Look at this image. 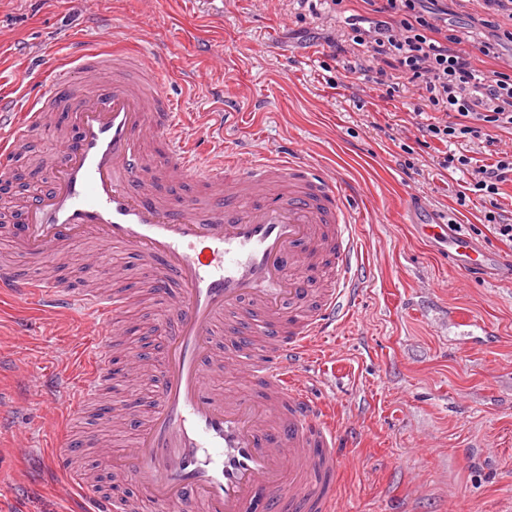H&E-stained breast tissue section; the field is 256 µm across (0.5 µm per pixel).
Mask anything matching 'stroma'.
I'll list each match as a JSON object with an SVG mask.
<instances>
[{"instance_id":"35a3bbf8","label":"stroma","mask_w":512,"mask_h":512,"mask_svg":"<svg viewBox=\"0 0 512 512\" xmlns=\"http://www.w3.org/2000/svg\"><path fill=\"white\" fill-rule=\"evenodd\" d=\"M340 20L288 0H0V98L22 99L48 75L33 62L68 59L78 37L88 51L134 59L167 56L166 90L179 100L180 132L207 145L218 113L235 118L224 148L242 159L288 151L339 177L355 200L362 288L349 317L312 356L315 395L344 430L337 512H512V274L467 276L435 245L416 240L410 214L454 218L462 233L502 259L512 243L483 221V203L459 205L466 174L438 165L439 150L406 128L412 89L386 98L337 85L333 39ZM203 75L199 84L189 74ZM56 133L35 136L16 158L0 209L19 212L49 184L44 159ZM414 148L417 174L401 167ZM106 251L131 296L142 336L157 354L155 328L170 319L144 284L149 272L125 248L88 238L71 258ZM461 310L486 330L460 336L448 314ZM98 342L80 316L43 318L32 304L0 297V512H69L51 453L62 433L114 436L103 407L130 393L150 396L154 380L119 373L82 415L53 405L30 374L78 367Z\"/></svg>"}]
</instances>
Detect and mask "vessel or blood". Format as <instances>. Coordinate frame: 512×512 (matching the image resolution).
<instances>
[{"instance_id":"obj_1","label":"vessel or blood","mask_w":512,"mask_h":512,"mask_svg":"<svg viewBox=\"0 0 512 512\" xmlns=\"http://www.w3.org/2000/svg\"><path fill=\"white\" fill-rule=\"evenodd\" d=\"M114 65L70 44V60L49 65L48 85L14 118L0 102V177L31 130L71 126L54 153L47 190L35 193L13 226L18 251L0 267V289L39 311H79L99 337L79 379L55 374L51 401L85 408L112 382V342L124 331L120 289L89 290L23 275L36 260L64 264L91 236L136 252L152 272V295L175 310L150 363L157 391L133 442L103 452L105 470L137 478L139 494L102 491L72 461L84 437L56 453L61 480L82 512H334L341 428L310 400L299 377L308 352L350 313L361 288V244L342 183L297 157L246 162L198 153L179 134L174 104L159 89L165 56ZM88 89L72 98L79 80ZM153 142V156L141 146ZM204 185V199L157 195L148 167ZM423 241L447 242V258L468 273L495 255L428 217L411 223ZM226 337L217 349V337ZM233 381L217 389L218 378Z\"/></svg>"}]
</instances>
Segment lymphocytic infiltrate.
Here are the masks:
<instances>
[{"instance_id": "1", "label": "lymphocytic infiltrate", "mask_w": 512, "mask_h": 512, "mask_svg": "<svg viewBox=\"0 0 512 512\" xmlns=\"http://www.w3.org/2000/svg\"><path fill=\"white\" fill-rule=\"evenodd\" d=\"M361 2L360 9L352 10L347 0H329V10L343 15L346 23L336 51L355 57L346 74L368 75L372 60L380 56L396 59L418 93L413 109L422 118L418 131L424 140L447 147L440 167L471 174L459 203H466L471 194L486 202L485 223L512 242V223L498 204L501 185L512 182V152L495 150L488 162L465 152L471 143L494 147L501 134H512V70L484 66L512 43V0H461L470 25L490 31L473 52L463 48V36L449 24L445 0Z\"/></svg>"}]
</instances>
